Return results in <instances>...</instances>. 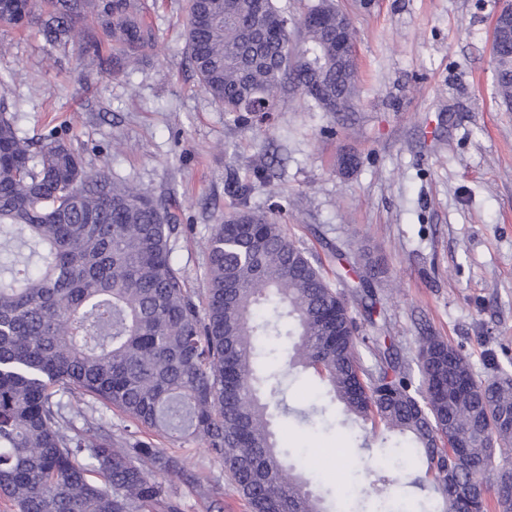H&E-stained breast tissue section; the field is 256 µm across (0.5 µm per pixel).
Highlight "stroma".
I'll use <instances>...</instances> for the list:
<instances>
[{"instance_id":"stroma-1","label":"stroma","mask_w":512,"mask_h":512,"mask_svg":"<svg viewBox=\"0 0 512 512\" xmlns=\"http://www.w3.org/2000/svg\"><path fill=\"white\" fill-rule=\"evenodd\" d=\"M156 32L134 74L99 66L78 45L60 49L0 23V97L37 137L60 127L86 169L106 170L175 203L174 265L203 291L204 243L233 205L228 177L254 183L253 210L272 202L286 228L362 313L356 268L336 276V252L374 265L372 290L401 361L422 332L466 354L476 379L512 372V112L495 93L492 24L503 0H335L351 20L359 70L353 114L340 120L290 91L268 124L247 128L199 88L182 36L186 0H143ZM356 157L344 171L341 155ZM359 333L372 336L364 322ZM293 413L276 419L281 447L310 472L327 502L369 512L364 467L380 432L345 416L311 373L290 381ZM320 410L314 424L297 411ZM157 447L225 484L223 512H246L223 466L197 444Z\"/></svg>"}]
</instances>
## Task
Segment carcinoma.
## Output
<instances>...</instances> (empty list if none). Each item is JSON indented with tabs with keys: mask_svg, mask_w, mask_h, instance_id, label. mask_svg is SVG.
Here are the masks:
<instances>
[{
	"mask_svg": "<svg viewBox=\"0 0 512 512\" xmlns=\"http://www.w3.org/2000/svg\"><path fill=\"white\" fill-rule=\"evenodd\" d=\"M97 30L85 32L87 19ZM0 21L46 42L79 44L99 62L104 40L129 68L152 44L141 0H0ZM330 0L291 22L277 0H189V64L224 111L265 115L294 89L322 112H352L357 69L336 61ZM251 184L228 183L237 206L206 242L203 294L171 259L172 205L105 171L88 172L55 130L21 134L0 98V502L9 512H182L151 470L214 502L224 488L165 455L142 431L198 441L248 512H327L279 449L271 405L285 378L312 369L344 414L381 424L413 450L436 500L421 512H512V375L475 379L442 337H419V380L379 351L372 368L341 294L290 239L281 216L253 211ZM270 336L293 339L285 368L267 363ZM71 400L63 411L58 391ZM99 403L136 427L90 435ZM383 501L390 469L368 468Z\"/></svg>",
	"mask_w": 512,
	"mask_h": 512,
	"instance_id": "cac0c4a2",
	"label": "carcinoma"
}]
</instances>
